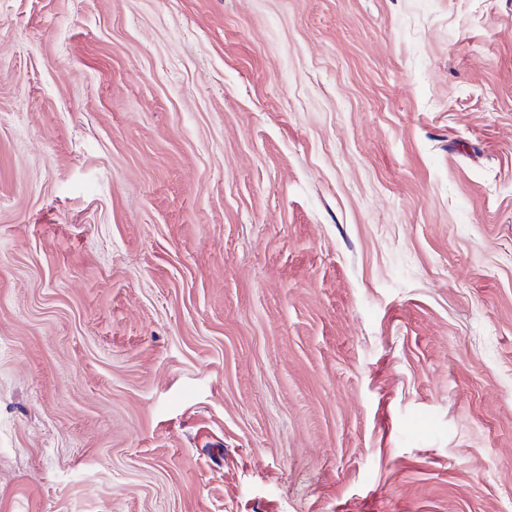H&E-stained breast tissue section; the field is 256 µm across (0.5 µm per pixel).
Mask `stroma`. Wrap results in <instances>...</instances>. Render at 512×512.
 <instances>
[{"mask_svg": "<svg viewBox=\"0 0 512 512\" xmlns=\"http://www.w3.org/2000/svg\"><path fill=\"white\" fill-rule=\"evenodd\" d=\"M0 512H512V0H0Z\"/></svg>", "mask_w": 512, "mask_h": 512, "instance_id": "stroma-1", "label": "stroma"}]
</instances>
